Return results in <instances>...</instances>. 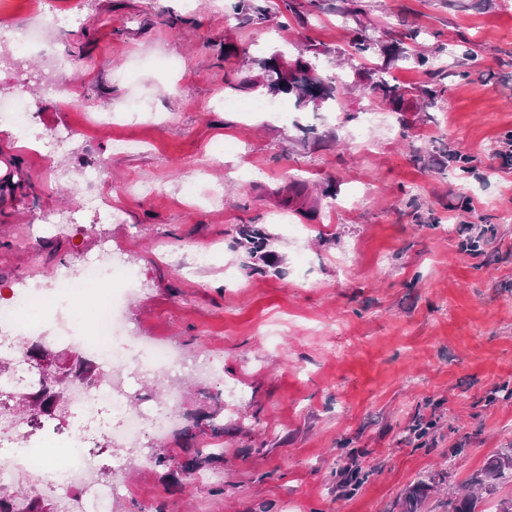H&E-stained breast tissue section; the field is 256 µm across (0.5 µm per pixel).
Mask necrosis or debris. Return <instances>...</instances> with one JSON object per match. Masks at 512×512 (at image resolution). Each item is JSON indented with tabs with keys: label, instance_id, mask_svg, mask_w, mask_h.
Here are the masks:
<instances>
[{
	"label": "necrosis or debris",
	"instance_id": "1",
	"mask_svg": "<svg viewBox=\"0 0 512 512\" xmlns=\"http://www.w3.org/2000/svg\"><path fill=\"white\" fill-rule=\"evenodd\" d=\"M35 16L24 36L0 28V71L18 68L32 50H39V89L43 96L66 106H87V99L73 94L70 74L76 62L42 46L46 32L65 29L74 24V17L59 15L54 0H38ZM0 125L17 128L49 159L68 152L78 136L71 127L43 129L23 83L9 94H0ZM111 189L108 160L87 155L78 178L72 182V206L43 217L45 232L66 233L78 214ZM116 280L127 288L135 284L131 271L113 265L112 248L106 244L94 255L73 253L62 276L27 282L0 303V364L12 367L8 376H0V392L19 398L30 386L32 373L24 342L28 336L39 337L52 347L67 345L95 357L103 366L96 386L76 382L66 388L62 397L67 414L65 446L56 456H48L47 440H34L30 423L13 405L0 406V494L12 493L22 483L29 493L54 496L59 512H72V492L77 489L83 494L84 512H109L112 500L127 488L129 456L143 439H162L177 423L175 410L181 394L174 377L185 372L202 382L218 378L219 372L208 355L190 364L177 349L134 336L126 326L120 301L102 308L95 326L99 336L95 343L87 340L82 321L61 316L60 302L80 296L87 283L108 288ZM132 380L156 383L163 393L149 398L146 405L132 406L128 387ZM97 448L114 451L106 482L99 477L93 454Z\"/></svg>",
	"mask_w": 512,
	"mask_h": 512
}]
</instances>
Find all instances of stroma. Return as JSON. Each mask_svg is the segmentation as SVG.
Masks as SVG:
<instances>
[{
  "label": "stroma",
  "mask_w": 512,
  "mask_h": 512,
  "mask_svg": "<svg viewBox=\"0 0 512 512\" xmlns=\"http://www.w3.org/2000/svg\"><path fill=\"white\" fill-rule=\"evenodd\" d=\"M237 0H55L80 23L55 36L63 53L107 60L74 77L92 111L33 101L47 127L81 130L112 170L107 206L119 224L71 225L46 238L35 214L72 203L49 163L0 126V289L61 273L74 252L112 243L141 285L125 310L129 330L207 353L221 381L183 376L178 426L155 447L169 467L131 466L113 512H399L401 494L444 471L460 484L512 446V0H259L270 19L238 15ZM303 20H296V13ZM422 29V52L441 51L447 72L383 55L344 65L351 88L340 112L299 111L260 82L257 59L323 49L318 65L356 32L386 41ZM466 42L471 58L448 53ZM135 66L133 83L111 68ZM386 66L391 82L439 88L393 112L371 100L363 74ZM252 82L241 91V79ZM139 95L149 110L122 116ZM262 100L280 120L241 112ZM374 123L355 139L365 110ZM131 143L118 153L115 143ZM469 158L467 171L448 154ZM196 184L184 197V182ZM302 224L304 236L290 225ZM262 229L274 259L253 272L240 232ZM237 274L227 283L226 269ZM224 407V461L196 483L174 485L193 419ZM359 462L369 478L347 491L339 470Z\"/></svg>",
  "instance_id": "obj_1"
}]
</instances>
